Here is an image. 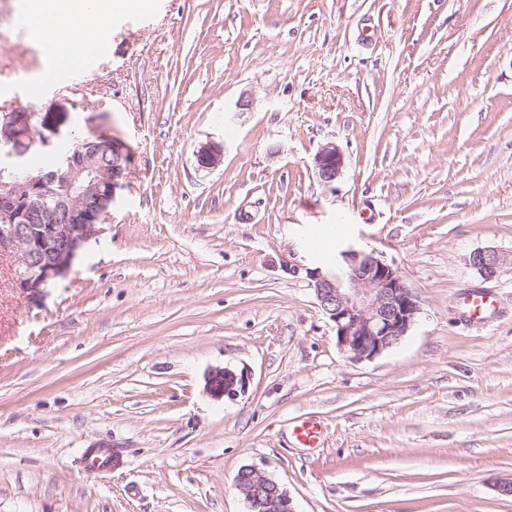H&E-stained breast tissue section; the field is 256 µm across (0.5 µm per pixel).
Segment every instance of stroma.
<instances>
[{"label":"stroma","mask_w":512,"mask_h":512,"mask_svg":"<svg viewBox=\"0 0 512 512\" xmlns=\"http://www.w3.org/2000/svg\"><path fill=\"white\" fill-rule=\"evenodd\" d=\"M126 2L80 89L31 98L50 60L0 0V112L67 113L68 144L104 124L133 153L42 296L0 255V512H248L246 465L295 512H512V0ZM211 141L224 160L198 169ZM316 236L417 295L381 356L338 346ZM481 249L506 258L489 282ZM473 291L499 299L483 328L456 308ZM219 367L248 369L236 401L208 394ZM107 446L111 468L85 464ZM313 164L319 183L331 187L342 173L344 157L336 144L327 143L316 153Z\"/></svg>","instance_id":"35a3bbf8"}]
</instances>
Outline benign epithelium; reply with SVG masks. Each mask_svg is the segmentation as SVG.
Listing matches in <instances>:
<instances>
[{
	"mask_svg": "<svg viewBox=\"0 0 512 512\" xmlns=\"http://www.w3.org/2000/svg\"><path fill=\"white\" fill-rule=\"evenodd\" d=\"M66 120L61 112L19 109L0 118V168L12 176L0 186V252H20L24 273L17 287L33 297L69 270L96 234L131 161L123 141L94 130L82 147L65 154L58 168L28 171L23 157L36 146H52V136ZM223 157L224 147L218 143L196 152L203 169L216 168ZM343 166V154L334 143L322 146L314 157L315 176L325 187L336 182ZM504 262L493 249L470 257V265L485 280L494 279ZM306 276L321 311L334 324L338 345L355 361L372 360L399 344L420 313L417 296L401 272L373 250L346 245L334 269L308 268ZM248 385L245 369L215 368L206 379L210 396L231 402ZM235 486L248 512H295L287 490L254 465L240 469Z\"/></svg>",
	"mask_w": 512,
	"mask_h": 512,
	"instance_id": "7a95c632",
	"label": "benign epithelium"
}]
</instances>
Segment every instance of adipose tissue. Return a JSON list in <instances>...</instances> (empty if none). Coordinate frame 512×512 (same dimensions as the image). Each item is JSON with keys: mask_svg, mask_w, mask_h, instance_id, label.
Instances as JSON below:
<instances>
[{"mask_svg": "<svg viewBox=\"0 0 512 512\" xmlns=\"http://www.w3.org/2000/svg\"><path fill=\"white\" fill-rule=\"evenodd\" d=\"M112 0H26L24 15L28 20L46 15L57 25L67 46H89L103 40L107 32L99 24L111 13Z\"/></svg>", "mask_w": 512, "mask_h": 512, "instance_id": "1", "label": "adipose tissue"}]
</instances>
